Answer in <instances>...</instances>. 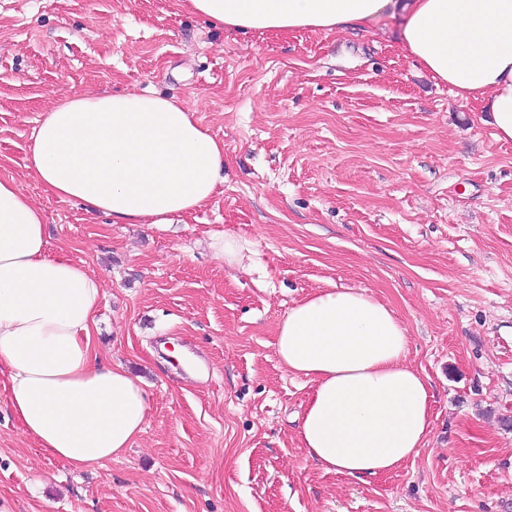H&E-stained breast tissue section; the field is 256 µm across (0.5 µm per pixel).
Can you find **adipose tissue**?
<instances>
[{
    "label": "adipose tissue",
    "mask_w": 512,
    "mask_h": 512,
    "mask_svg": "<svg viewBox=\"0 0 512 512\" xmlns=\"http://www.w3.org/2000/svg\"><path fill=\"white\" fill-rule=\"evenodd\" d=\"M234 30L344 31L400 16L402 51L461 102L486 103L512 142V0H179ZM27 167L46 191L116 224H167L204 207L222 183L224 143L162 94L65 99L46 112ZM101 283L48 253L44 214L0 175V387L22 432L49 457L87 470L124 454L149 405L138 379L98 357L91 325ZM275 351L312 383L298 429L323 470L381 476L425 448L427 378L406 362L407 330L383 303L350 288L290 307Z\"/></svg>",
    "instance_id": "ef3b65f1"
}]
</instances>
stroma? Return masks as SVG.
<instances>
[{
  "instance_id": "35a3bbf8",
  "label": "stroma",
  "mask_w": 512,
  "mask_h": 512,
  "mask_svg": "<svg viewBox=\"0 0 512 512\" xmlns=\"http://www.w3.org/2000/svg\"><path fill=\"white\" fill-rule=\"evenodd\" d=\"M398 28L282 36L177 0H0V174L43 211L49 252L99 276L94 345L149 401L132 448L77 471L0 391V512H512V143ZM154 91L224 142L204 209L116 224L27 169L58 102ZM224 233L242 266L212 251ZM334 285L393 311L431 387L427 445L387 475L324 472L298 441L311 384L276 329Z\"/></svg>"
}]
</instances>
